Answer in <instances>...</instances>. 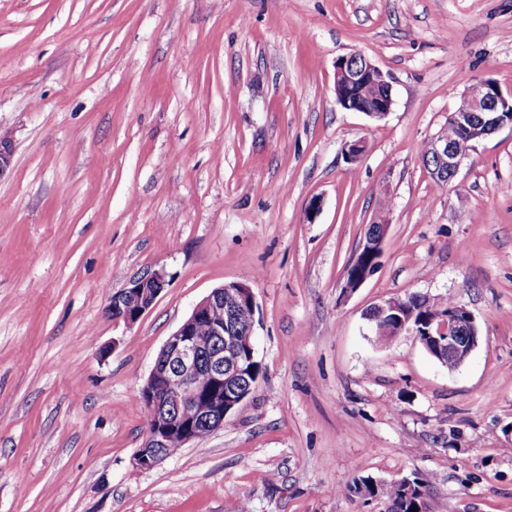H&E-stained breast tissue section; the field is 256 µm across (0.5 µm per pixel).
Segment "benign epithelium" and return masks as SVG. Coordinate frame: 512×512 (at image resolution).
I'll use <instances>...</instances> for the list:
<instances>
[{
	"label": "benign epithelium",
	"mask_w": 512,
	"mask_h": 512,
	"mask_svg": "<svg viewBox=\"0 0 512 512\" xmlns=\"http://www.w3.org/2000/svg\"><path fill=\"white\" fill-rule=\"evenodd\" d=\"M334 92L342 108L376 120L387 117L394 104L392 86L383 72L358 54L336 60ZM450 126L461 136L448 139ZM504 127L512 128V93L504 95L491 79L467 87L457 108L448 113L446 125L429 139L433 178L448 185L475 144ZM372 224L378 227L377 234L363 241L346 271L345 287L351 290L361 287L374 272L373 266L365 265L366 258L383 251L388 220L378 214ZM167 285L165 275L159 271L138 277L127 288L112 294L106 313L115 321L132 325L152 308ZM406 308L402 298H391L371 308L373 316L368 322L374 333L382 331L381 325L388 321L392 333L385 334L387 338L404 331L420 335L418 326L405 315ZM255 311L252 288L242 283L224 284L204 297L168 337L141 389V399L151 418L135 458L137 467L150 469L166 458L161 448L172 434L179 435L185 445L222 428L225 417L248 397V393L234 387L244 348L228 324L240 321L243 315L252 322ZM430 324L436 325L435 330H426L428 336L437 333L433 344L445 350L449 363L463 365L479 339L473 314L456 305L448 314L430 320ZM201 399L208 403L206 414L191 421L184 419L182 409Z\"/></svg>",
	"instance_id": "obj_1"
}]
</instances>
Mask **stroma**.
<instances>
[{
  "mask_svg": "<svg viewBox=\"0 0 512 512\" xmlns=\"http://www.w3.org/2000/svg\"><path fill=\"white\" fill-rule=\"evenodd\" d=\"M350 54L390 81L385 119L337 103ZM485 78L512 92V0H0V512H387L349 485L413 475L430 512H512V129L444 187L420 156ZM156 270L153 308L112 321ZM232 282L252 393L137 468L159 351ZM412 294L474 314L461 367L371 331ZM372 225H377V234L370 236L368 240L364 239L359 254L346 271L345 287L350 290L360 288L365 283L374 272L373 264L378 261L382 254L388 220L378 213L372 223L369 224V227ZM374 253L379 257L374 260L372 265L364 266L366 258ZM167 285L159 271L135 278L127 288L112 294L106 313L115 321L132 325L152 308Z\"/></svg>",
  "mask_w": 512,
  "mask_h": 512,
  "instance_id": "obj_1",
  "label": "stroma"
}]
</instances>
